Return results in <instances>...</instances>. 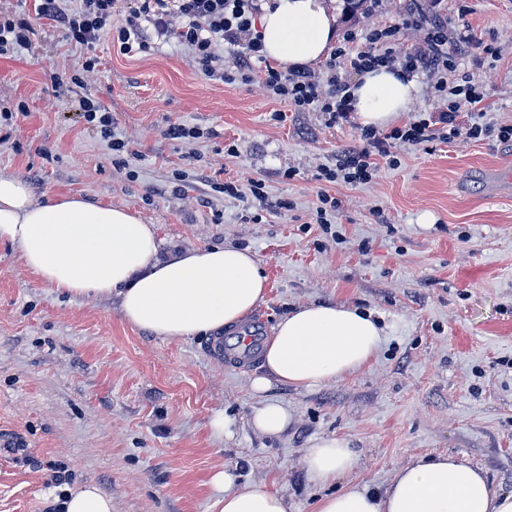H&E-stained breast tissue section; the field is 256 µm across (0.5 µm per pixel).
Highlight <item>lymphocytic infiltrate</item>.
Listing matches in <instances>:
<instances>
[{
    "mask_svg": "<svg viewBox=\"0 0 512 512\" xmlns=\"http://www.w3.org/2000/svg\"><path fill=\"white\" fill-rule=\"evenodd\" d=\"M259 0H33L36 18L54 22L71 43L93 48L105 36L116 40L121 54L134 56L157 45L176 42L191 53L207 76L222 81H261L277 100L296 112L319 113L325 127L351 124L354 109L351 85L338 77L339 68L363 73L378 67L399 69L409 77L424 75L446 106L420 112L404 125L381 132L362 129L360 146L345 149L317 177L352 186L376 175V157L391 156L399 146L420 147L458 140L512 141V125L488 121L485 86L458 71L459 55L448 47V24L428 18L422 8L411 9L406 23L422 38L401 47L396 26L364 33H346L332 53L324 73L306 68L281 71L268 63L255 26ZM87 122L107 140L116 162L131 165L139 155L113 130L110 112L90 97L79 101Z\"/></svg>",
    "mask_w": 512,
    "mask_h": 512,
    "instance_id": "f902f5d3",
    "label": "lymphocytic infiltrate"
}]
</instances>
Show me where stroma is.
Masks as SVG:
<instances>
[{
    "label": "stroma",
    "instance_id": "stroma-1",
    "mask_svg": "<svg viewBox=\"0 0 512 512\" xmlns=\"http://www.w3.org/2000/svg\"><path fill=\"white\" fill-rule=\"evenodd\" d=\"M338 32L404 26L405 0L379 11L333 0ZM449 34L495 38L499 59L470 72L489 92V117L512 124V0H458L439 11ZM97 71L82 67L88 53ZM98 99L115 132L141 159L115 164L79 108ZM13 112L2 120V112ZM285 112L284 120L274 115ZM204 130L187 142L172 123ZM237 146L228 155L224 146ZM351 126L326 128L317 113L289 112L259 82L202 75L188 51L160 45L129 57L102 38L93 50L33 22L30 44L0 56V173L36 196L82 195L155 225L162 249H250L267 277L253 317L276 323L293 309L337 301L374 313L385 328L376 356L311 390L251 380L260 364H215L206 337L161 339L128 324L115 297L72 298L45 285L16 248L0 245V431L22 437L28 461L0 447V512H50L87 483L112 497V512H216L208 484L219 469L237 487L279 491L291 512H316L320 497L359 486L383 489L427 454L453 453L512 493V196L489 194L480 166L512 170V142L394 148L369 183L318 180L321 165L360 145ZM296 169L285 180L287 169ZM184 171L182 193L173 174ZM262 180L267 202L212 192L209 181ZM340 202L323 232L312 218L321 192ZM261 222H253V215ZM274 400L293 415L268 435L252 425ZM224 432H213L215 413ZM352 441L357 467L320 487L302 457L314 440ZM67 481H51L54 469Z\"/></svg>",
    "mask_w": 512,
    "mask_h": 512
}]
</instances>
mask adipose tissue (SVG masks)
Wrapping results in <instances>:
<instances>
[{
    "label": "adipose tissue",
    "mask_w": 512,
    "mask_h": 512,
    "mask_svg": "<svg viewBox=\"0 0 512 512\" xmlns=\"http://www.w3.org/2000/svg\"><path fill=\"white\" fill-rule=\"evenodd\" d=\"M265 56L281 70L315 68L331 53L337 18L325 0H262ZM414 80L389 68L362 73L352 88L355 119L381 129L407 112ZM16 247L24 266L72 297H117L133 326L161 338H192L238 325L263 301L266 279L246 248L209 247L159 255L154 225L136 214L79 195L38 199L27 182L0 174V244ZM385 329L370 311L336 302L302 306L282 317L252 381L309 390L372 359ZM357 463L350 441L317 439L302 457L308 480L335 482ZM217 512H289L284 496L263 485L239 488L215 471ZM316 512H512V493L455 455L425 456L399 469L380 492L348 488L323 496Z\"/></svg>",
    "instance_id": "ef3b65f1"
}]
</instances>
